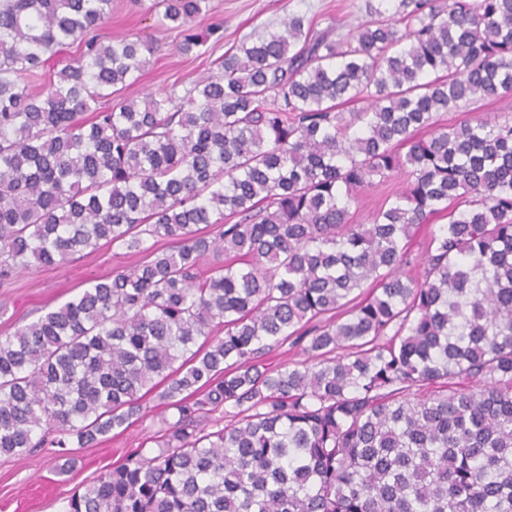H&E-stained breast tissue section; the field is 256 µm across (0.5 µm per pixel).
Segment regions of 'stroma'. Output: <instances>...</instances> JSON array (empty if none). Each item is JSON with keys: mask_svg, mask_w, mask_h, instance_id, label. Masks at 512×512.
I'll return each instance as SVG.
<instances>
[{"mask_svg": "<svg viewBox=\"0 0 512 512\" xmlns=\"http://www.w3.org/2000/svg\"><path fill=\"white\" fill-rule=\"evenodd\" d=\"M151 0H113L112 16L99 29L103 41L122 37L148 42L153 52L137 81L124 89L122 98L143 99L147 94L184 90L214 73L215 59L244 37H262L280 28L290 15H302L315 29L333 28L344 35L366 19L365 0H211L210 14L194 25L207 39V52L196 57L179 50L182 36L160 30L147 11ZM137 257L126 250L101 245L69 262L30 269L0 283V334H8L45 308H55L83 288L135 265ZM174 409L165 408L157 395L143 403L141 417L125 430H113L99 444L75 449L76 469L63 473L64 459L49 446L24 456H0V512H67L68 500L103 471L123 462L131 453L153 449L156 433L175 421Z\"/></svg>", "mask_w": 512, "mask_h": 512, "instance_id": "obj_1", "label": "stroma"}]
</instances>
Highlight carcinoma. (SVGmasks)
Segmentation results:
<instances>
[{"label": "carcinoma", "mask_w": 512, "mask_h": 512, "mask_svg": "<svg viewBox=\"0 0 512 512\" xmlns=\"http://www.w3.org/2000/svg\"><path fill=\"white\" fill-rule=\"evenodd\" d=\"M384 2L111 105L152 53L99 37L112 0H0V278L142 255L0 334V455L94 445L160 385L177 411L68 512H512V120L438 117L512 93V0ZM159 4L204 45L210 0ZM401 179H392L378 187L364 190L359 195L357 201L351 204V212L356 210L357 218L365 224L369 211L375 207L376 203L381 201L387 194L400 189L402 185Z\"/></svg>", "instance_id": "1"}]
</instances>
